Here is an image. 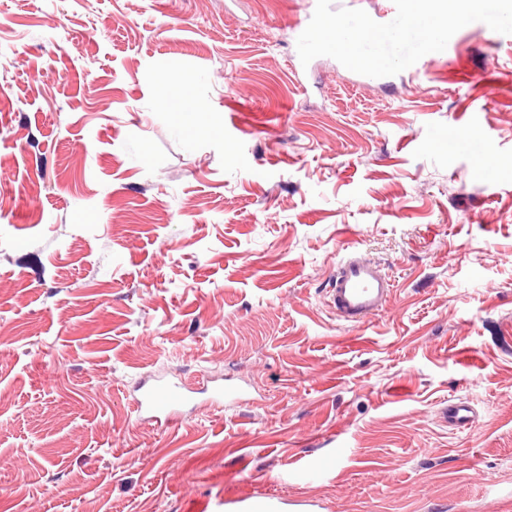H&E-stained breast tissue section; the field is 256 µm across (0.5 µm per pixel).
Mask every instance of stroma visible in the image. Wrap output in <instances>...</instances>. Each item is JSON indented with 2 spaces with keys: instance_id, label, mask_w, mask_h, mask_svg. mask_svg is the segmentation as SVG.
Instances as JSON below:
<instances>
[{
  "instance_id": "35a3bbf8",
  "label": "stroma",
  "mask_w": 512,
  "mask_h": 512,
  "mask_svg": "<svg viewBox=\"0 0 512 512\" xmlns=\"http://www.w3.org/2000/svg\"><path fill=\"white\" fill-rule=\"evenodd\" d=\"M308 2L0 0V512H512V34L378 84L302 64ZM352 249L396 288L360 325ZM151 375L244 395L164 429ZM190 78L185 77L178 82H167L158 97V106L164 110H175L179 114L178 120L187 124L196 132L212 133L216 130L215 121L208 118L204 108L198 104H191L183 101V84L189 82ZM394 292V283L379 265L355 250L336 262L330 283V307L347 323H361L381 315ZM442 418L448 423V427L460 429L473 425L475 413L468 403L449 400L442 410Z\"/></svg>"
}]
</instances>
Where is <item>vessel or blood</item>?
Returning a JSON list of instances; mask_svg holds the SVG:
<instances>
[{
	"mask_svg": "<svg viewBox=\"0 0 512 512\" xmlns=\"http://www.w3.org/2000/svg\"><path fill=\"white\" fill-rule=\"evenodd\" d=\"M394 292V283L379 265L356 251L345 253L336 263L330 283V307L337 318L361 323L381 315ZM132 412L135 418L148 419L169 427L184 419L183 407L192 403L195 391L181 381L157 377L139 387ZM449 427L460 429L474 422L473 408L463 401H452L442 411Z\"/></svg>",
	"mask_w": 512,
	"mask_h": 512,
	"instance_id": "vessel-or-blood-1",
	"label": "vessel or blood"
}]
</instances>
